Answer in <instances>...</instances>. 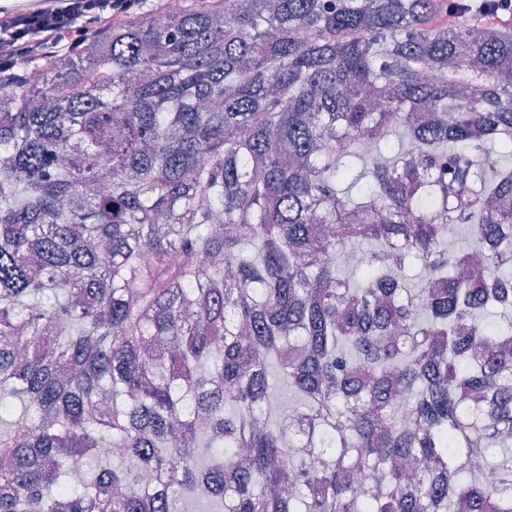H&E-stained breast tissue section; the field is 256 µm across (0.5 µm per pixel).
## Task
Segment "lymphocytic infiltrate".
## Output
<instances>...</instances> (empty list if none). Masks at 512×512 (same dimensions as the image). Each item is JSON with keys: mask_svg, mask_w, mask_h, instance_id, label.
I'll list each match as a JSON object with an SVG mask.
<instances>
[{"mask_svg": "<svg viewBox=\"0 0 512 512\" xmlns=\"http://www.w3.org/2000/svg\"><path fill=\"white\" fill-rule=\"evenodd\" d=\"M158 10L170 0H44L35 8L0 7V82L11 81L21 63L78 52L115 24Z\"/></svg>", "mask_w": 512, "mask_h": 512, "instance_id": "f902f5d3", "label": "lymphocytic infiltrate"}]
</instances>
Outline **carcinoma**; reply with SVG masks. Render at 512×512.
Instances as JSON below:
<instances>
[{"label": "carcinoma", "mask_w": 512, "mask_h": 512, "mask_svg": "<svg viewBox=\"0 0 512 512\" xmlns=\"http://www.w3.org/2000/svg\"><path fill=\"white\" fill-rule=\"evenodd\" d=\"M447 8L200 0L0 83V512H512V28Z\"/></svg>", "instance_id": "obj_1"}]
</instances>
